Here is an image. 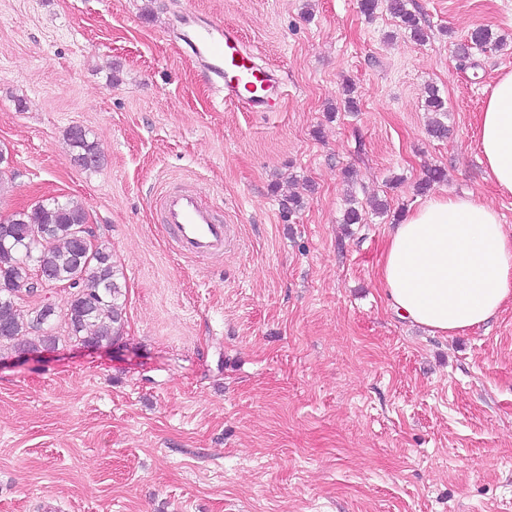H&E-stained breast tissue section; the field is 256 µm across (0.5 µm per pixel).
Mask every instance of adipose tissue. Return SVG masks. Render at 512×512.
Listing matches in <instances>:
<instances>
[{"label": "adipose tissue", "instance_id": "ef3b65f1", "mask_svg": "<svg viewBox=\"0 0 512 512\" xmlns=\"http://www.w3.org/2000/svg\"><path fill=\"white\" fill-rule=\"evenodd\" d=\"M477 137L492 180L512 192V72L496 80ZM379 276L402 317L451 336L488 321L512 295V236L481 199L435 196L394 227Z\"/></svg>", "mask_w": 512, "mask_h": 512}]
</instances>
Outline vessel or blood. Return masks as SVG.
<instances>
[{"label":"vessel or blood","mask_w":512,"mask_h":512,"mask_svg":"<svg viewBox=\"0 0 512 512\" xmlns=\"http://www.w3.org/2000/svg\"><path fill=\"white\" fill-rule=\"evenodd\" d=\"M185 45L208 83L224 98L251 112L266 111L272 96L284 87L275 70L260 65L241 33L218 21L188 22ZM162 222L183 255L205 257L223 253L231 242V225L203 203L192 188L165 193L161 198Z\"/></svg>","instance_id":"b4317fda"}]
</instances>
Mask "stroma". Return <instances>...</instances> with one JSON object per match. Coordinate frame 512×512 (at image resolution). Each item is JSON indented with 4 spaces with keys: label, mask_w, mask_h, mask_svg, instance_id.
Listing matches in <instances>:
<instances>
[{
    "label": "stroma",
    "mask_w": 512,
    "mask_h": 512,
    "mask_svg": "<svg viewBox=\"0 0 512 512\" xmlns=\"http://www.w3.org/2000/svg\"><path fill=\"white\" fill-rule=\"evenodd\" d=\"M0 0V216L72 199L127 286L121 337L0 350V512H512V297L452 336L399 318L378 279L394 217L430 193H512L477 120L512 72V0ZM235 26L286 92L224 102L181 39L185 11ZM501 49L460 58L473 28ZM357 111H348L345 86ZM450 132L427 128L429 90ZM105 156L73 163L67 130ZM309 184L300 209L290 180ZM234 227L226 254H176L165 186ZM364 221L347 224L349 198ZM387 210H371L373 199ZM388 10L395 18H398L402 26L409 30L411 36L418 41L424 40V31L419 25L418 18L407 9L405 0H388Z\"/></svg>",
    "instance_id": "stroma-1"
}]
</instances>
